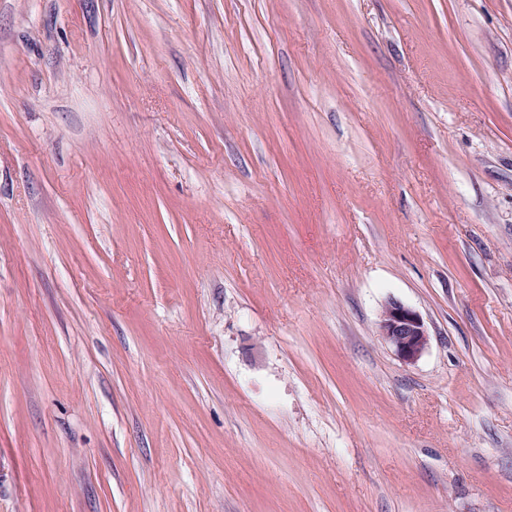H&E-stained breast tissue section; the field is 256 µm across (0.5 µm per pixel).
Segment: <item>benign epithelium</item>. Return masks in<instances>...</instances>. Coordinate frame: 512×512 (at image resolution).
Masks as SVG:
<instances>
[{"label": "benign epithelium", "mask_w": 512, "mask_h": 512, "mask_svg": "<svg viewBox=\"0 0 512 512\" xmlns=\"http://www.w3.org/2000/svg\"><path fill=\"white\" fill-rule=\"evenodd\" d=\"M379 336L406 365L416 363L430 342L422 315L397 300L385 305L379 322Z\"/></svg>", "instance_id": "1"}]
</instances>
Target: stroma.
Returning <instances> with one entry per match:
<instances>
[{"label": "stroma", "mask_w": 512, "mask_h": 512, "mask_svg": "<svg viewBox=\"0 0 512 512\" xmlns=\"http://www.w3.org/2000/svg\"><path fill=\"white\" fill-rule=\"evenodd\" d=\"M0 512H512V0H0ZM379 334L394 355L407 365L416 363L430 342L422 315L397 300H390L385 305L380 317Z\"/></svg>", "instance_id": "obj_1"}]
</instances>
